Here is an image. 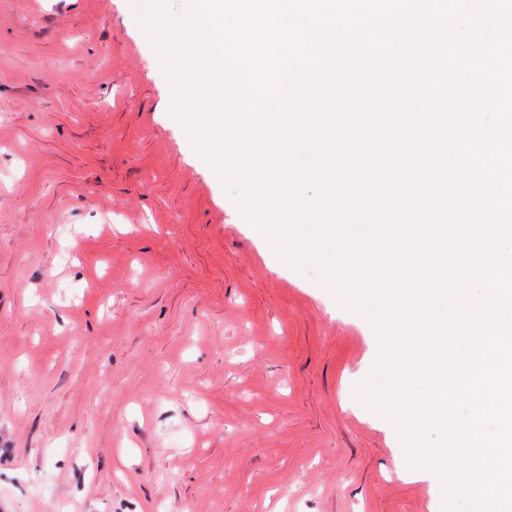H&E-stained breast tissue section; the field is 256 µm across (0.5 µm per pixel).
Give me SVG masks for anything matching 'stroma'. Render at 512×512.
Here are the masks:
<instances>
[{"instance_id":"obj_1","label":"stroma","mask_w":512,"mask_h":512,"mask_svg":"<svg viewBox=\"0 0 512 512\" xmlns=\"http://www.w3.org/2000/svg\"><path fill=\"white\" fill-rule=\"evenodd\" d=\"M125 0H0V512H433L372 343L167 111Z\"/></svg>"}]
</instances>
